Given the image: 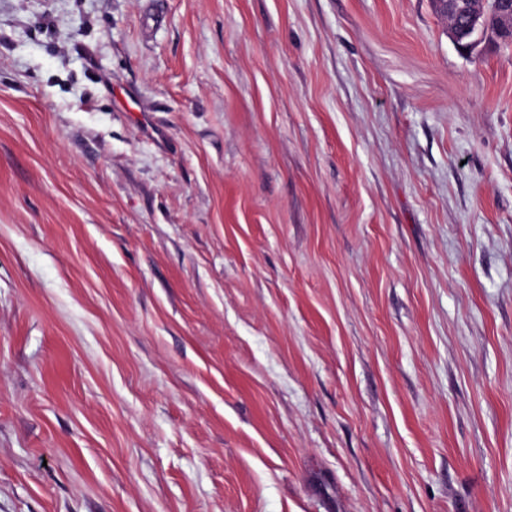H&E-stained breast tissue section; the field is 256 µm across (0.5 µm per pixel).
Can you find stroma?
<instances>
[{
    "mask_svg": "<svg viewBox=\"0 0 512 512\" xmlns=\"http://www.w3.org/2000/svg\"><path fill=\"white\" fill-rule=\"evenodd\" d=\"M0 512H512V43L0 0Z\"/></svg>",
    "mask_w": 512,
    "mask_h": 512,
    "instance_id": "1",
    "label": "stroma"
}]
</instances>
